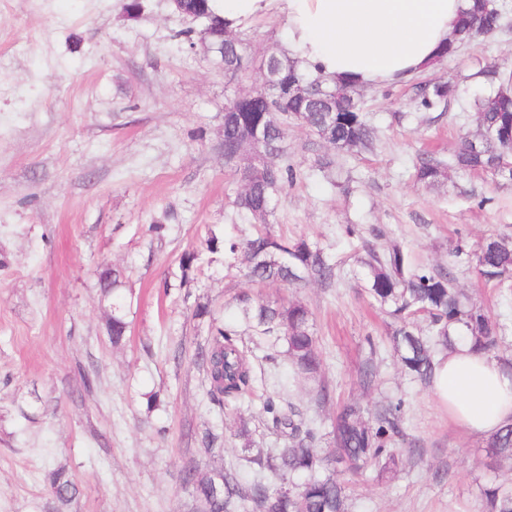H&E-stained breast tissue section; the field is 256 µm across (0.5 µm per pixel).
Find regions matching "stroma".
Returning <instances> with one entry per match:
<instances>
[{
  "label": "stroma",
  "mask_w": 512,
  "mask_h": 512,
  "mask_svg": "<svg viewBox=\"0 0 512 512\" xmlns=\"http://www.w3.org/2000/svg\"><path fill=\"white\" fill-rule=\"evenodd\" d=\"M122 4L0 0V512H49L50 473L61 466L80 489L70 512H193L180 480L186 464L204 474L230 469L249 482L252 450L281 447L261 395L330 426L335 403L318 404L286 354L266 362L273 348L242 323L235 297L243 292L309 307L321 372L337 398L368 411L405 401L403 444L414 452L397 472L360 477L351 512H479L485 440L450 422L430 386L390 355L385 317L363 292L357 259L373 238L401 243L422 266L447 265L449 250L463 246L456 285L508 324L500 350L512 355V279L485 282L473 257L485 238L512 236V184L460 172L436 190L413 178L417 155L449 158L460 134L475 129L473 98L490 91L478 72L512 59V26L475 38L417 81L362 88L379 130L374 152L337 156L320 172L310 132L289 127V161L309 176L283 193L270 229L319 243L338 278L329 288H288L252 284L207 244L212 228L238 237L252 230L232 205L240 184L221 150L224 103L251 90L252 79L227 83L203 46L183 44L177 34L186 23L170 0H144L135 19ZM250 29L257 55L287 38L275 13ZM420 82L453 85L441 118L418 110ZM157 222L165 226L159 236L150 230ZM350 224L356 234H347ZM187 251L202 261L185 273L179 258ZM115 270L128 297L118 345L100 289ZM199 306L251 348L259 398L210 401L193 360L208 330L194 315ZM368 361L376 378L366 388L359 370ZM243 418L253 430L249 450L235 435ZM209 428L224 433L223 450L212 455L200 444Z\"/></svg>",
  "instance_id": "obj_1"
}]
</instances>
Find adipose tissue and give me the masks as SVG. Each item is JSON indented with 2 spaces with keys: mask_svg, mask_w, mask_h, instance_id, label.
<instances>
[{
  "mask_svg": "<svg viewBox=\"0 0 512 512\" xmlns=\"http://www.w3.org/2000/svg\"><path fill=\"white\" fill-rule=\"evenodd\" d=\"M470 0H215L231 27L271 9L288 24L285 53L303 69L360 86L395 84L435 66ZM436 401L467 432L512 422V371L461 343L436 359Z\"/></svg>",
  "mask_w": 512,
  "mask_h": 512,
  "instance_id": "1",
  "label": "adipose tissue"
}]
</instances>
